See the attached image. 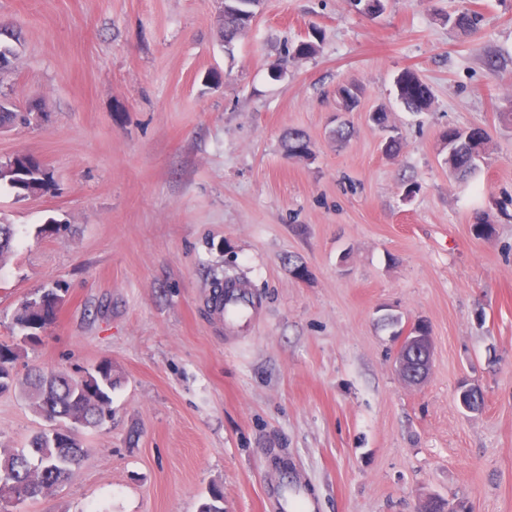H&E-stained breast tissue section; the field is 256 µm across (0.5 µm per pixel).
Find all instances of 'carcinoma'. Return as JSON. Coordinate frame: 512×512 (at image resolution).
<instances>
[{"mask_svg": "<svg viewBox=\"0 0 512 512\" xmlns=\"http://www.w3.org/2000/svg\"><path fill=\"white\" fill-rule=\"evenodd\" d=\"M260 2L258 0H224V14L218 16L220 32L224 39L225 51L232 52L234 42L242 36L255 18ZM484 16L473 10H463L448 15V23L453 27L475 34L479 31ZM316 53V45L302 41L293 50L285 52L280 65L308 58ZM397 96L404 108L413 113L424 112L431 106L432 95L429 87L417 75L407 70L397 79ZM364 94L363 86L346 83L337 86L335 91L338 110L354 111ZM38 107L32 104L24 112H18L12 104L0 98V126L17 122L27 124ZM488 132L482 127H471L465 131L458 128L441 132L443 149L446 150L444 164L448 173L456 177H467L478 167L484 158ZM285 152L290 157L309 155L310 141L301 130L292 129L282 139ZM5 181L12 188L22 191L43 189L50 182L47 169L26 155H17L0 162V182ZM15 230L11 224H0V261L12 250ZM63 303V297L55 292L47 300H34L20 309L15 316L18 335L27 336L33 331L49 325ZM18 358V348L0 347V373L6 379L0 381V393L8 392L16 386V379L10 376ZM29 398L36 412L51 420L67 423L71 420L81 424V429L98 427L101 420L112 415V391L119 380L112 372V364L106 363L105 371L87 372L81 377H73L65 372L45 376L31 373L27 377ZM85 455L81 439L69 443H56L40 432L30 441L27 452H0V497L15 490L31 499L67 482Z\"/></svg>", "mask_w": 512, "mask_h": 512, "instance_id": "1", "label": "carcinoma"}]
</instances>
